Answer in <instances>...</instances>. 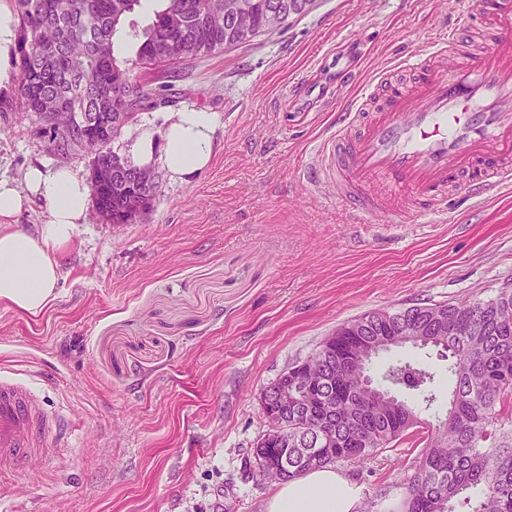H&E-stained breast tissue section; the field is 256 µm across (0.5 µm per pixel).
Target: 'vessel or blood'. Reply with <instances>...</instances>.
<instances>
[{"mask_svg":"<svg viewBox=\"0 0 512 512\" xmlns=\"http://www.w3.org/2000/svg\"><path fill=\"white\" fill-rule=\"evenodd\" d=\"M454 8L479 14L491 49L474 52L456 28H443L430 52L402 58L413 83L377 74L337 113L319 162L308 165L309 181L354 202L362 221L397 214L402 192L427 219L446 215L450 189L478 202L512 183V0H454ZM66 444L39 391L0 376V470L49 462Z\"/></svg>","mask_w":512,"mask_h":512,"instance_id":"b4317fda","label":"vessel or blood"}]
</instances>
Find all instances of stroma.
Segmentation results:
<instances>
[{
    "label": "stroma",
    "mask_w": 512,
    "mask_h": 512,
    "mask_svg": "<svg viewBox=\"0 0 512 512\" xmlns=\"http://www.w3.org/2000/svg\"><path fill=\"white\" fill-rule=\"evenodd\" d=\"M452 0H315L284 28L182 66L165 107L117 142L160 133L164 112L216 113L211 163L187 180L155 166L159 195L139 224L89 209L39 316L0 305V373L37 386L69 428L50 463L0 476L25 512H262L273 483L242 476L266 428L259 394L344 323L415 303L488 300L512 290V187L480 205L448 196L446 219L360 223L354 206L303 168L350 90L426 51L454 21ZM49 159L90 177L92 157L52 155L36 113L0 111V179L22 184ZM448 362L403 346L371 365ZM421 446L404 442L336 468L362 486L361 512H397Z\"/></svg>",
    "instance_id": "1"
}]
</instances>
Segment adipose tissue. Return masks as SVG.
<instances>
[{"label":"adipose tissue","mask_w":512,"mask_h":512,"mask_svg":"<svg viewBox=\"0 0 512 512\" xmlns=\"http://www.w3.org/2000/svg\"><path fill=\"white\" fill-rule=\"evenodd\" d=\"M19 19L13 0H0V98L12 95L17 77ZM219 118L191 106L167 113L161 138L142 133L134 144L141 163H157L171 175L190 178L213 155ZM90 188L78 173L43 161L30 166L23 187L0 179V303L31 316L57 298L61 260L83 223ZM49 208L47 223L27 231L14 219L32 200ZM363 489L336 469L314 468L277 484L263 512H359Z\"/></svg>","instance_id":"adipose-tissue-1"}]
</instances>
